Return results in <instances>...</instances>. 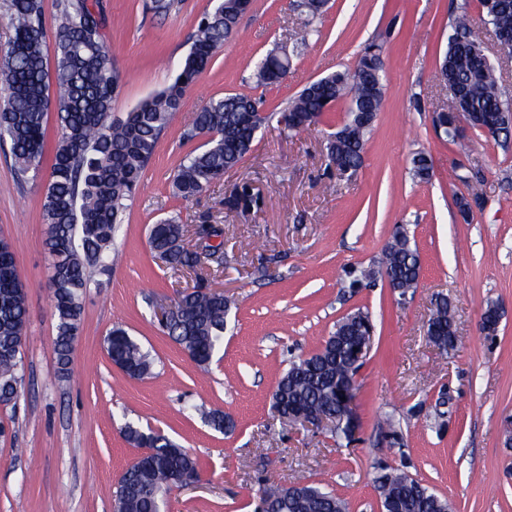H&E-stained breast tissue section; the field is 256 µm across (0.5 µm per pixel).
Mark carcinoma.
I'll use <instances>...</instances> for the list:
<instances>
[{"label":"carcinoma","instance_id":"carcinoma-1","mask_svg":"<svg viewBox=\"0 0 512 512\" xmlns=\"http://www.w3.org/2000/svg\"><path fill=\"white\" fill-rule=\"evenodd\" d=\"M480 0L488 23L512 30V5L487 7ZM14 30L9 46L0 51V144H10L15 172L23 179L37 171L46 153V117L57 114L61 135L53 148L43 219L47 225L44 246L52 257L49 287L57 317L54 342L59 371L68 372L72 343L80 329L82 294L93 269L107 271L116 256L112 241L117 225L123 223L126 202L139 188L142 173L153 155L158 139L173 114L183 104L186 88L210 64L216 51L237 26L238 17H224L213 9L200 20L189 52L174 81L141 101L125 116L112 115L118 75L105 43L107 21L95 0H57L58 28L55 66L49 69L43 44L42 0H5ZM467 15L459 17L448 37V50L440 67V79L459 87L464 115L476 128L495 113L500 116L498 134L509 135L512 103L502 97L497 79L475 67L465 34ZM284 58L270 53L257 66L262 85L280 82ZM348 103L346 120L329 142L330 160L350 175L362 166L366 135L383 105V91L373 94L350 71L318 79V86L302 89L280 112L257 115L259 100L245 93L210 99L191 113L185 134L204 137L203 149L188 154L172 180L174 195L190 199L207 191L238 165L250 150L257 128L272 120L282 123L284 114L294 117L284 125L292 132L319 121L326 105ZM433 121L445 125L448 140L456 141V115L439 112ZM413 176L425 181L430 163L420 153L413 158ZM184 225L170 217L152 225L149 244L155 254L175 271L197 266L201 256L182 245ZM420 255L405 230L398 228L383 250L379 269L352 267L350 285L372 282L377 277L404 296L417 288ZM230 310L222 295H187L165 325L168 335L200 367H206L221 344ZM369 314L357 310L336 324L321 354L291 361L273 393V408L299 407L310 413L343 414L337 389L358 374L352 357L364 335ZM28 320L25 286L19 277L11 245L0 239V404L16 397L21 383L18 371L22 357L15 356ZM430 342L443 353L457 348V335L448 298L437 300L430 319ZM112 363L127 376L143 379L152 374L149 353L119 326L106 338ZM207 422L222 432L233 427L220 410L207 414ZM129 443L150 448L148 456L133 462L118 482L115 512H159L163 496L172 488L174 475L198 472L196 460L162 435L145 433L133 424L125 428ZM396 472L380 469L375 485L382 512H439L444 500L419 481L401 482ZM260 503L274 512H338L346 504L336 495L307 483L288 488L265 487Z\"/></svg>","mask_w":512,"mask_h":512}]
</instances>
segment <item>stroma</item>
Masks as SVG:
<instances>
[{
    "label": "stroma",
    "mask_w": 512,
    "mask_h": 512,
    "mask_svg": "<svg viewBox=\"0 0 512 512\" xmlns=\"http://www.w3.org/2000/svg\"><path fill=\"white\" fill-rule=\"evenodd\" d=\"M99 2L120 78L112 104L119 116L173 80L214 2L174 0L165 13L151 0ZM302 2L253 0L187 89L112 242L121 262L91 275L65 376L54 354L51 258L42 245L51 162L20 182L0 146V238L12 245L29 309L21 392L0 405V512H113L117 484L142 453L125 439L129 423L199 463L198 482L172 488L161 512H255L264 484L287 487L301 476L345 500L349 512H382L373 483L382 466L447 498L453 512H512V136L467 127L460 148L433 126L450 100L438 67L457 15L468 13L470 37L511 101L512 61L478 0H328L315 17ZM370 44L383 58L385 100L354 175L341 177L327 154L345 118L339 101L297 132L262 125L220 182L190 200L173 196L175 170L203 144L184 135L190 112L238 92L263 112L281 111L310 80L354 70ZM271 52L287 55L288 73L279 84L257 85L255 68ZM419 152L432 165L426 181L411 175ZM236 191L252 204L228 207ZM170 216L222 230V250L204 257L198 273L172 271L150 249L151 225ZM399 225L421 258L415 294L400 298L381 280L350 288L347 269L377 262ZM199 276L232 300L220 350L204 369L158 321L160 308ZM439 295L455 312L458 347L447 354L426 335ZM491 305L501 319L489 338L480 324ZM357 309L376 330L356 377L355 440L289 425L271 407L281 375ZM116 326L149 352L152 377L133 379L112 364L105 339ZM203 407L230 415L234 431L214 430ZM386 418L401 443L379 427Z\"/></svg>",
    "instance_id": "1"
}]
</instances>
